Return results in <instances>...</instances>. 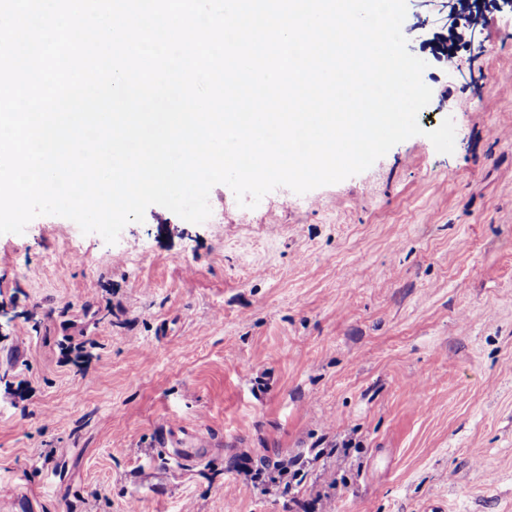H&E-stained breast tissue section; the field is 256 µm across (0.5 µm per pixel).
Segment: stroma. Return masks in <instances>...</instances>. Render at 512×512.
<instances>
[{
  "label": "stroma",
  "instance_id": "1",
  "mask_svg": "<svg viewBox=\"0 0 512 512\" xmlns=\"http://www.w3.org/2000/svg\"><path fill=\"white\" fill-rule=\"evenodd\" d=\"M442 2L402 27L423 133L369 169L253 208L219 184L222 221L152 205L113 244L0 235V512H512V11L452 75Z\"/></svg>",
  "mask_w": 512,
  "mask_h": 512
}]
</instances>
